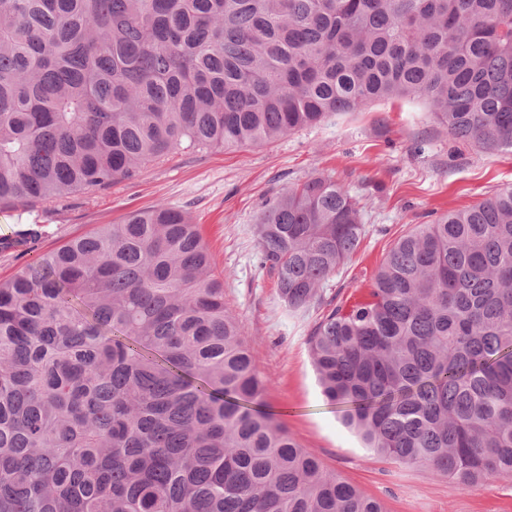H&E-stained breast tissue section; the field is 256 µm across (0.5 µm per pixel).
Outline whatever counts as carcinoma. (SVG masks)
Wrapping results in <instances>:
<instances>
[{
  "label": "carcinoma",
  "instance_id": "carcinoma-1",
  "mask_svg": "<svg viewBox=\"0 0 512 512\" xmlns=\"http://www.w3.org/2000/svg\"><path fill=\"white\" fill-rule=\"evenodd\" d=\"M394 99L512 153V0H0V204ZM365 232L328 176L261 213L284 306H328L323 395L380 457L462 489L512 477V185L414 226L336 305ZM265 391L198 225L106 224L0 281V512H385Z\"/></svg>",
  "mask_w": 512,
  "mask_h": 512
}]
</instances>
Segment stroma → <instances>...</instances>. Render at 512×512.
I'll list each match as a JSON object with an SVG mask.
<instances>
[{"label": "stroma", "instance_id": "35a3bbf8", "mask_svg": "<svg viewBox=\"0 0 512 512\" xmlns=\"http://www.w3.org/2000/svg\"><path fill=\"white\" fill-rule=\"evenodd\" d=\"M331 176L355 196L366 233L328 282L340 300L367 295L393 242L414 225L471 206L512 184V154L484 153L448 139L417 103H377L260 145L179 153L146 164L138 177L59 202L0 206V237L26 224L40 236L0 249V280L37 256L104 224L164 205L199 225L238 319L265 401L301 447L330 472L381 502L385 512H512V478L464 490L421 466L374 456L323 396L307 336L319 310L288 312L260 263L263 206L312 174Z\"/></svg>", "mask_w": 512, "mask_h": 512}]
</instances>
